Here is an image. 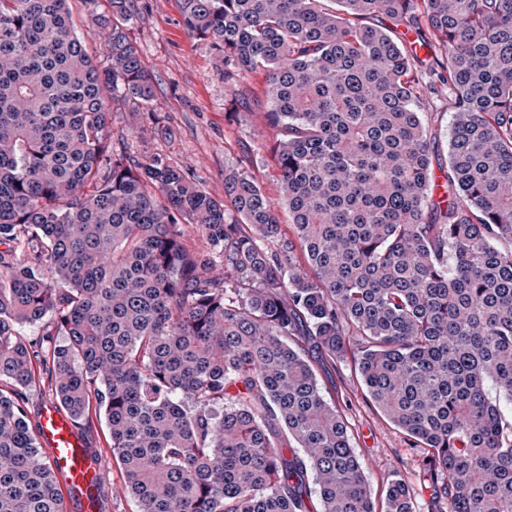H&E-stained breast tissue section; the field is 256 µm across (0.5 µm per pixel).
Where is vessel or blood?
Segmentation results:
<instances>
[{
	"label": "vessel or blood",
	"mask_w": 512,
	"mask_h": 512,
	"mask_svg": "<svg viewBox=\"0 0 512 512\" xmlns=\"http://www.w3.org/2000/svg\"><path fill=\"white\" fill-rule=\"evenodd\" d=\"M40 429L50 463L71 497L83 498L91 484L104 480L103 471L89 458L70 419L54 403L44 405Z\"/></svg>",
	"instance_id": "vessel-or-blood-1"
}]
</instances>
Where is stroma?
I'll return each mask as SVG.
<instances>
[{"label": "stroma", "instance_id": "1", "mask_svg": "<svg viewBox=\"0 0 512 512\" xmlns=\"http://www.w3.org/2000/svg\"><path fill=\"white\" fill-rule=\"evenodd\" d=\"M72 19L96 64L107 65L106 48L93 22L109 13V0H69ZM129 35L136 42L154 79L149 106L117 99L111 102L112 142L134 158L154 154L187 170L212 196L224 194V168L254 173L265 193L279 200L277 170L269 153L274 132L262 110L234 112V90L224 81V65L207 41L190 36L181 22L178 0H130ZM157 122H150V115ZM325 398L335 402L351 445L360 459L373 497L392 480L409 489L415 512H440L419 472L421 449L371 402L352 355L314 366ZM77 432L106 479L94 512H137L131 497L121 494V465L110 450L104 416L90 412Z\"/></svg>", "mask_w": 512, "mask_h": 512}]
</instances>
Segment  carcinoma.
<instances>
[{
	"mask_svg": "<svg viewBox=\"0 0 512 512\" xmlns=\"http://www.w3.org/2000/svg\"><path fill=\"white\" fill-rule=\"evenodd\" d=\"M111 6L101 69L68 0H0V512H65L25 420L21 329L46 318L43 375L74 423L104 413L138 512H415L400 480L376 509L301 336L329 358L354 339L448 512H512V420L487 393L512 402V0H180L235 92L267 74L277 202L234 166L221 199L112 146L106 99L154 88ZM429 112L432 120V133L434 136V146L440 160L447 159L448 156V138L450 126V114L448 110V98L435 101Z\"/></svg>",
	"mask_w": 512,
	"mask_h": 512,
	"instance_id": "carcinoma-1",
	"label": "carcinoma"
}]
</instances>
